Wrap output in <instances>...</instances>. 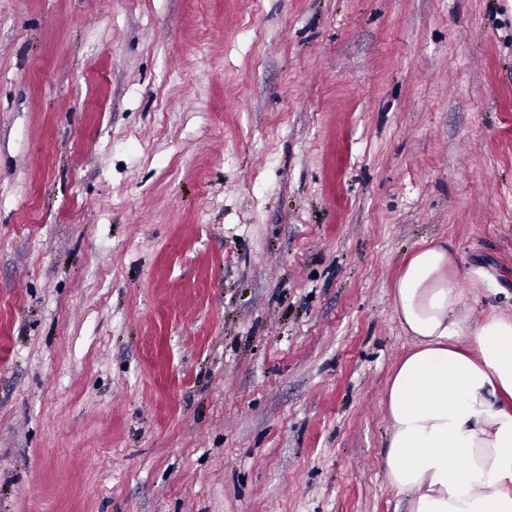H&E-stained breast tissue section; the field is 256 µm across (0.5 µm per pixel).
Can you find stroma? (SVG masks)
Here are the masks:
<instances>
[{"label": "stroma", "mask_w": 512, "mask_h": 512, "mask_svg": "<svg viewBox=\"0 0 512 512\" xmlns=\"http://www.w3.org/2000/svg\"><path fill=\"white\" fill-rule=\"evenodd\" d=\"M429 241L512 308V0H0V512H406Z\"/></svg>", "instance_id": "stroma-1"}]
</instances>
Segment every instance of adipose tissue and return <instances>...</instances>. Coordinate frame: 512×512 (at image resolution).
Listing matches in <instances>:
<instances>
[{
  "label": "adipose tissue",
  "mask_w": 512,
  "mask_h": 512,
  "mask_svg": "<svg viewBox=\"0 0 512 512\" xmlns=\"http://www.w3.org/2000/svg\"><path fill=\"white\" fill-rule=\"evenodd\" d=\"M502 286L420 246L394 284L410 336L387 387V475L408 512H512V311L472 321L467 297Z\"/></svg>",
  "instance_id": "obj_1"
}]
</instances>
